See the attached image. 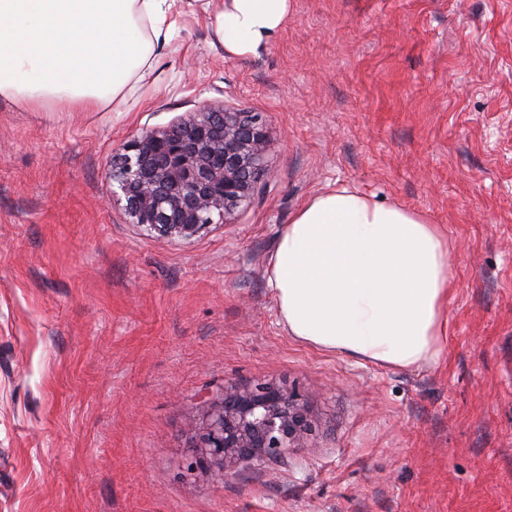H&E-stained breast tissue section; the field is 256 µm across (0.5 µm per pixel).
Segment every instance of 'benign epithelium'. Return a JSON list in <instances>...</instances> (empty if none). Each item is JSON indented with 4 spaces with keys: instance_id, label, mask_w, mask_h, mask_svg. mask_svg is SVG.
<instances>
[{
    "instance_id": "obj_1",
    "label": "benign epithelium",
    "mask_w": 512,
    "mask_h": 512,
    "mask_svg": "<svg viewBox=\"0 0 512 512\" xmlns=\"http://www.w3.org/2000/svg\"><path fill=\"white\" fill-rule=\"evenodd\" d=\"M266 147L259 114L206 107L167 130L145 129L128 139L112 160V193L148 232L191 239L252 198ZM311 432L299 394L270 384L227 385L194 445L190 469L216 468L223 476L241 462L306 448Z\"/></svg>"
}]
</instances>
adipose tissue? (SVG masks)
Returning <instances> with one entry per match:
<instances>
[{
	"instance_id": "obj_1",
	"label": "adipose tissue",
	"mask_w": 512,
	"mask_h": 512,
	"mask_svg": "<svg viewBox=\"0 0 512 512\" xmlns=\"http://www.w3.org/2000/svg\"><path fill=\"white\" fill-rule=\"evenodd\" d=\"M181 0H0V99L39 111L120 108L178 32ZM290 0H226V53L255 52ZM289 336L314 348L412 368L447 334L451 263L440 227L347 187L315 195L281 230L268 268Z\"/></svg>"
}]
</instances>
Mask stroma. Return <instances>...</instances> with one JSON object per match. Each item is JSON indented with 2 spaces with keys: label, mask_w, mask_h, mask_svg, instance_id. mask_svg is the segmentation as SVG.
Returning <instances> with one entry per match:
<instances>
[{
  "label": "stroma",
  "mask_w": 512,
  "mask_h": 512,
  "mask_svg": "<svg viewBox=\"0 0 512 512\" xmlns=\"http://www.w3.org/2000/svg\"><path fill=\"white\" fill-rule=\"evenodd\" d=\"M224 0L119 110L0 100V512H512V0H291L232 56ZM267 124L266 171L189 240L134 224L113 155L203 106ZM346 186L422 213L453 272L438 358L309 347L268 267L285 224ZM298 392L311 445L192 470L224 387Z\"/></svg>",
  "instance_id": "1"
}]
</instances>
